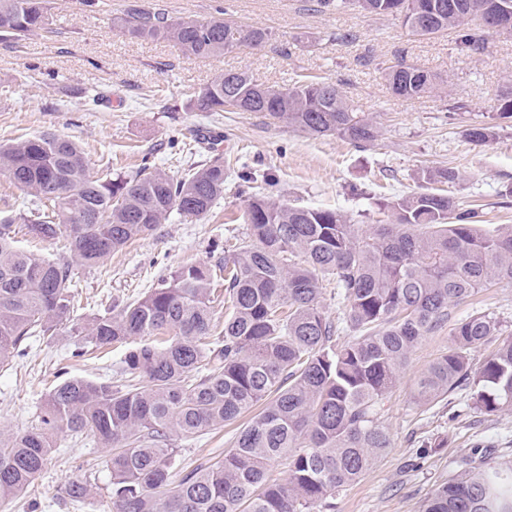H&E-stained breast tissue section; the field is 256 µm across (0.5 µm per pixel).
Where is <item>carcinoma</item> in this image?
<instances>
[{
  "instance_id": "cac0c4a2",
  "label": "carcinoma",
  "mask_w": 512,
  "mask_h": 512,
  "mask_svg": "<svg viewBox=\"0 0 512 512\" xmlns=\"http://www.w3.org/2000/svg\"><path fill=\"white\" fill-rule=\"evenodd\" d=\"M317 10L358 9L400 20L413 36L452 30L461 49H483L477 5L484 0H314ZM432 27L420 28L423 16ZM114 25L133 38L166 40L186 58L263 46L267 28L220 16L175 19L159 8L130 6ZM52 0H0V40L52 33ZM392 91L418 99L438 89L436 76L399 63L383 70ZM194 112H257L313 136H336L364 150L376 123L351 107L336 84L302 76L287 87L226 71L188 99ZM492 119L512 120V92ZM495 125L464 130L473 144ZM0 172L33 197L20 214L40 239L65 235L72 258L93 266L153 231L172 213L200 219L224 196L227 169L217 157L174 178L145 162L129 173L94 176L82 148L52 132L0 143ZM452 184L459 170H428ZM391 222L370 234L340 210L252 196L245 236L224 248L218 271L176 268L118 313L72 322V263L51 262L14 245V222L0 224V365L31 339L59 331L74 352L129 345L115 375L69 377L54 386L38 424L0 435V503L33 485L62 431L111 449L112 512H312L359 480L390 447L384 400L417 344L442 328L451 307L492 282L512 284V225L486 234L478 211L445 193L424 191L380 203ZM341 305L331 317L325 287ZM224 298V331L212 334L213 303ZM350 333L345 341L340 334ZM499 321L475 312L455 322L450 345L418 376L413 400L429 406L455 390L487 415L512 406V338L478 367L471 355L499 335ZM247 424L224 456L183 464L173 436ZM288 456V476L269 477ZM70 500L91 494L80 480ZM423 512H512V464L485 465L439 485Z\"/></svg>"
}]
</instances>
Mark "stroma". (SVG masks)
<instances>
[{"label":"stroma","instance_id":"1","mask_svg":"<svg viewBox=\"0 0 512 512\" xmlns=\"http://www.w3.org/2000/svg\"><path fill=\"white\" fill-rule=\"evenodd\" d=\"M165 9L189 21L216 14L269 29L265 47L185 58L174 43L138 40L112 27L128 5ZM54 31L17 42H0V142L43 132L74 140L93 173L104 166L130 171L150 160L169 175L223 156L229 167L224 196L211 214L191 220L178 213L150 234L112 253L98 265L75 269L74 315L88 320L119 311L142 298L162 277L187 264L217 265L224 244L243 237L248 197L266 195L291 204L339 209L360 229L388 223L378 203L421 191L423 168L453 167L461 178L446 191L461 208L481 212L480 228L512 224V122L498 125L482 146L467 141L466 126L489 122L497 97L512 89V37L488 35L483 51L460 49L454 32L424 39L392 17L356 11L315 10L312 0H55ZM347 32L351 41H338ZM405 62L436 75L444 93L407 100L382 76ZM227 70L248 72L257 82L285 86L311 75L336 83L354 111L376 121L373 146L355 150L334 137H313L284 124L270 125L254 112L191 111L188 95ZM99 94L89 106L90 94ZM461 110H453V103ZM250 173L243 182L241 173ZM484 311L501 323L500 337L475 352L494 354L512 337V285L498 284L455 305L452 318ZM450 344L442 328L421 340L394 389L382 421L391 446L355 483L341 491L330 512H422L431 492L461 475L462 459L512 461V408L486 415L456 391L431 408L417 406V376ZM70 337L30 345L0 369V433L35 426L57 379H94L112 372L127 350L114 345L98 356L72 357ZM233 427L196 437L175 436L186 463L216 460L230 449ZM45 475L0 512H112L106 451L55 437ZM91 487L82 504L64 493L68 481Z\"/></svg>","mask_w":512,"mask_h":512}]
</instances>
